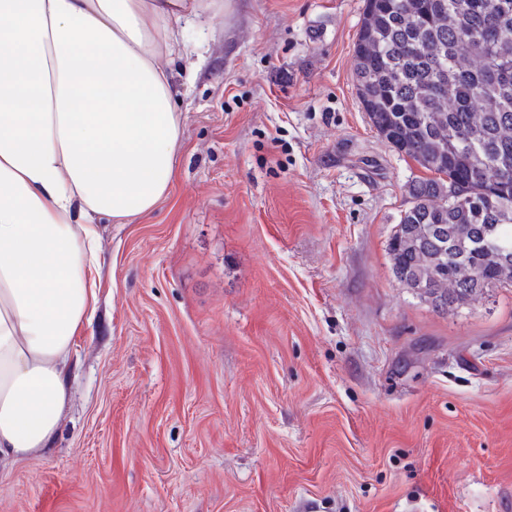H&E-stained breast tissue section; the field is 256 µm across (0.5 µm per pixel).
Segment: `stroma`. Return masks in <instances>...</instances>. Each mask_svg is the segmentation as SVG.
Returning a JSON list of instances; mask_svg holds the SVG:
<instances>
[{"mask_svg":"<svg viewBox=\"0 0 512 512\" xmlns=\"http://www.w3.org/2000/svg\"><path fill=\"white\" fill-rule=\"evenodd\" d=\"M163 61L176 179L97 217L54 448L0 512H490L512 493V287L445 313L388 242L425 176L354 85L363 0H222Z\"/></svg>","mask_w":512,"mask_h":512,"instance_id":"1","label":"stroma"}]
</instances>
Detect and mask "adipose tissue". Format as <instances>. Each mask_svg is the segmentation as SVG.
I'll list each match as a JSON object with an SVG mask.
<instances>
[{
  "instance_id": "adipose-tissue-1",
  "label": "adipose tissue",
  "mask_w": 512,
  "mask_h": 512,
  "mask_svg": "<svg viewBox=\"0 0 512 512\" xmlns=\"http://www.w3.org/2000/svg\"><path fill=\"white\" fill-rule=\"evenodd\" d=\"M217 0H0V468L53 448L100 232L175 175L179 88L163 49Z\"/></svg>"
}]
</instances>
